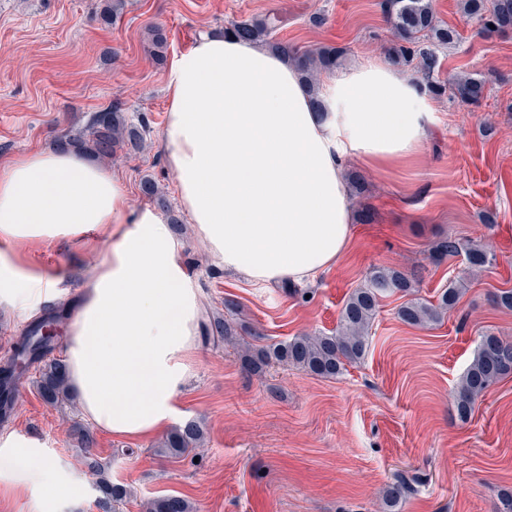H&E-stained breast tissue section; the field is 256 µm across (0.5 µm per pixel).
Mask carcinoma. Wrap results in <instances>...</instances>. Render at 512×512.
<instances>
[{"instance_id":"1","label":"carcinoma","mask_w":512,"mask_h":512,"mask_svg":"<svg viewBox=\"0 0 512 512\" xmlns=\"http://www.w3.org/2000/svg\"><path fill=\"white\" fill-rule=\"evenodd\" d=\"M126 0H108L101 19L115 22L124 14ZM459 7L474 20L482 32L506 33L512 31V0H460ZM383 11L387 14L395 41L389 49L390 58L396 63H416L427 91L439 96L445 92V84L435 78L439 71V58L435 51L425 46L448 44L457 39L456 31L445 27L436 18L432 0H383ZM281 23L277 15L236 21L224 29V34L239 39L261 43L275 49L283 48L273 39ZM151 54L164 59L167 37L159 27L150 29ZM343 54V50L332 46H320L303 53H294L302 77L310 88H315L316 76L330 71ZM452 89L462 102L475 105L484 94L485 82L479 78H455ZM143 134L128 123L125 108L119 102L93 113L87 124L64 133L58 145L85 151L100 160H110L118 153L126 155L140 149ZM465 252L472 270H480L490 263L488 252L480 245L462 242L451 236L441 238L432 250L434 262ZM414 277L392 267H376L355 289L342 309L339 325L332 334L296 336L287 342L269 345H254L246 340L252 328L237 319L239 304L224 299L226 314H208V321L201 323L204 333L224 340V343L239 346L245 365L255 374L263 373L273 362L292 364L322 378H334L345 367L361 359L368 345L369 333L376 318L381 298L399 294L406 298L398 311V317L412 326H428L440 322L453 309L463 289L451 282L443 289L437 303L411 297ZM63 313H52L31 327L14 347V353L0 369V415L12 409L18 382L34 364H39L36 386L43 400L51 405L71 402L69 374L63 360L52 356L55 342L43 333L46 325H56ZM512 373V342L498 336H482L476 354L460 378L453 394V404L459 417L466 418L480 395L504 376ZM204 443L201 426L191 420L172 429L160 442L165 452L172 456L189 454ZM90 472L97 476L96 486L103 494V505H115L128 495L122 484H113L103 477L104 468L94 458H87ZM405 489V483L397 480L383 491L385 506L397 505ZM148 512H193V505L181 496L169 495L155 498L147 503Z\"/></svg>"}]
</instances>
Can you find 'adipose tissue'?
<instances>
[{
    "instance_id": "1",
    "label": "adipose tissue",
    "mask_w": 512,
    "mask_h": 512,
    "mask_svg": "<svg viewBox=\"0 0 512 512\" xmlns=\"http://www.w3.org/2000/svg\"><path fill=\"white\" fill-rule=\"evenodd\" d=\"M163 139L179 201L225 270L252 284L316 277L350 244L345 165L398 167L439 117L420 82L383 61L311 91L286 52L219 32L201 36L165 77ZM110 247L76 301L63 355L84 417L142 440L170 424L193 371L202 301L183 244L124 182L67 150L0 169V304L36 314L57 277L25 269L24 244L91 230Z\"/></svg>"
}]
</instances>
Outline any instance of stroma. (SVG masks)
I'll return each mask as SVG.
<instances>
[{
	"label": "stroma",
	"instance_id": "stroma-1",
	"mask_svg": "<svg viewBox=\"0 0 512 512\" xmlns=\"http://www.w3.org/2000/svg\"><path fill=\"white\" fill-rule=\"evenodd\" d=\"M103 0H0V166L82 127L92 112L122 102L133 123H146L141 149L109 162L124 177L132 205L148 203L144 179L176 202L162 132L169 61L201 34L230 22L277 11L287 21L276 32L289 49L343 48L339 69L366 58H387L391 26L381 0H127L117 24L96 20ZM457 44L438 49L440 81L485 79L479 105L452 93L432 98L441 123L416 160L397 168L368 169L351 162L347 181L355 221L349 250L312 281L287 289L278 282L245 287L209 257L187 215L173 232L184 242L186 266L197 278L208 311L225 299L264 343L308 333H334L348 297L372 268L417 271V297L436 300L449 281L464 284L456 308L442 322H402L399 296L381 299L362 359L325 379L285 363L250 373L240 349L223 340L200 341L194 374L180 397L179 422H198L205 446L197 455L167 456L160 436L134 441L92 427L80 408L47 404L31 378L18 385L0 437L34 442L43 457L67 470L73 495L34 506V469H18L0 455V512H102L85 454L125 485L118 512H145L148 500L177 495L198 512H382L383 488L403 475L410 484L395 512H493L512 493V374L479 397L467 419L452 393L480 339L512 340V311L490 295L512 289V31L479 32L459 0H433ZM168 37L166 58L149 52V29ZM494 223H484L486 213ZM452 235L483 246L491 263L471 271L465 254L433 263L430 250ZM109 243L103 233L64 244L22 246L24 266L59 274L62 289L79 296L89 267Z\"/></svg>",
	"mask_w": 512,
	"mask_h": 512
}]
</instances>
